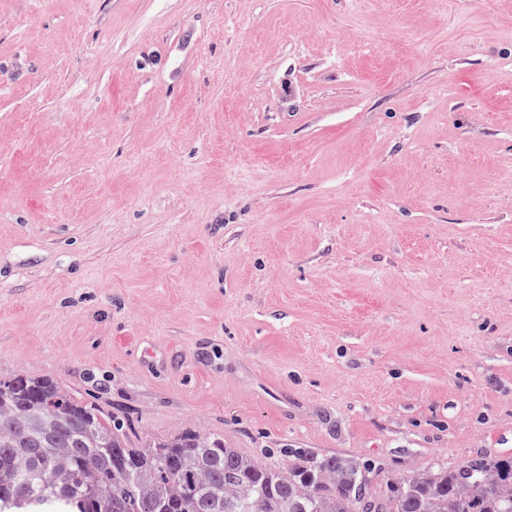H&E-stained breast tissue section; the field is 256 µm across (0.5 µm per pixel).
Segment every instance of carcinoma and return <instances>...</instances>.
I'll return each instance as SVG.
<instances>
[{
  "instance_id": "carcinoma-1",
  "label": "carcinoma",
  "mask_w": 512,
  "mask_h": 512,
  "mask_svg": "<svg viewBox=\"0 0 512 512\" xmlns=\"http://www.w3.org/2000/svg\"><path fill=\"white\" fill-rule=\"evenodd\" d=\"M125 420L50 377L0 379V498L12 512H512V454L429 463L370 491L377 465L283 448L270 464L212 432L132 445Z\"/></svg>"
}]
</instances>
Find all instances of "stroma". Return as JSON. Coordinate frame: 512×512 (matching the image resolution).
Masks as SVG:
<instances>
[{"label": "stroma", "instance_id": "1", "mask_svg": "<svg viewBox=\"0 0 512 512\" xmlns=\"http://www.w3.org/2000/svg\"><path fill=\"white\" fill-rule=\"evenodd\" d=\"M133 443L512 453V0H0V378Z\"/></svg>", "mask_w": 512, "mask_h": 512}]
</instances>
